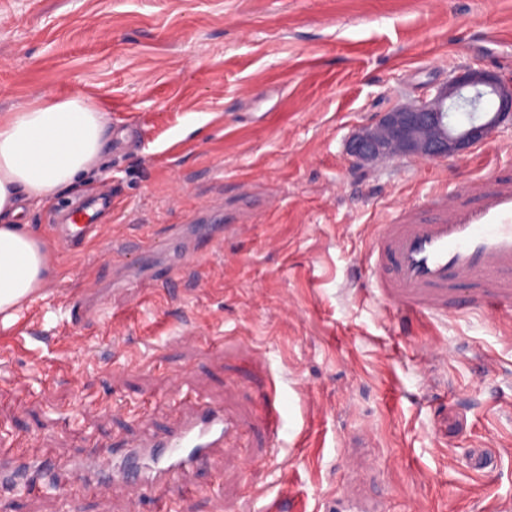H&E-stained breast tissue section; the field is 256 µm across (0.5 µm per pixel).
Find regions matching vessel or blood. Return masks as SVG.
Returning <instances> with one entry per match:
<instances>
[{"label":"vessel or blood","instance_id":"1","mask_svg":"<svg viewBox=\"0 0 512 512\" xmlns=\"http://www.w3.org/2000/svg\"><path fill=\"white\" fill-rule=\"evenodd\" d=\"M62 232L77 244L100 238L102 228L89 204L66 215ZM168 263L157 278L168 281L195 267L200 257L170 236ZM372 291L409 314L449 315L479 310L512 319V174L472 177L449 192L433 194L424 209H402L376 225L360 259ZM237 424L221 410L199 405L163 440L142 438L131 449L146 487L167 483L205 462L214 448H230ZM118 452L73 467L75 477L95 476L122 486L127 473Z\"/></svg>","mask_w":512,"mask_h":512}]
</instances>
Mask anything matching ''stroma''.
Here are the masks:
<instances>
[{"label":"stroma","mask_w":512,"mask_h":512,"mask_svg":"<svg viewBox=\"0 0 512 512\" xmlns=\"http://www.w3.org/2000/svg\"><path fill=\"white\" fill-rule=\"evenodd\" d=\"M512 79V0H0V111L98 96L130 139L99 176L25 213L50 277L0 324V440L62 461L165 437L197 397L244 427L160 491L0 489V512H324L351 490L346 451L373 431L366 496L385 512H499L512 500V321L476 310L399 326L357 261L371 225L464 179L512 170V125L458 157L360 165L350 136L431 97L458 69ZM153 141L143 154L131 136ZM110 190L105 237L72 248L56 206ZM236 225L201 265L138 278L143 241L192 214ZM105 318L58 325L85 295ZM447 343V359L425 345ZM279 414L270 439L262 415Z\"/></svg>","instance_id":"35a3bbf8"}]
</instances>
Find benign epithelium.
<instances>
[{
	"label": "benign epithelium",
	"instance_id": "1",
	"mask_svg": "<svg viewBox=\"0 0 512 512\" xmlns=\"http://www.w3.org/2000/svg\"><path fill=\"white\" fill-rule=\"evenodd\" d=\"M507 120L512 121V80L463 68L431 99L379 114L349 139L347 150L358 164L398 156L420 161L461 156Z\"/></svg>",
	"mask_w": 512,
	"mask_h": 512
}]
</instances>
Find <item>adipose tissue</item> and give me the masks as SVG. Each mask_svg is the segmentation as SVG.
I'll return each instance as SVG.
<instances>
[{"mask_svg":"<svg viewBox=\"0 0 512 512\" xmlns=\"http://www.w3.org/2000/svg\"><path fill=\"white\" fill-rule=\"evenodd\" d=\"M106 136L100 101L81 91L0 113V313L42 288L50 264L21 217L97 174Z\"/></svg>","mask_w":512,"mask_h":512,"instance_id":"obj_1","label":"adipose tissue"}]
</instances>
